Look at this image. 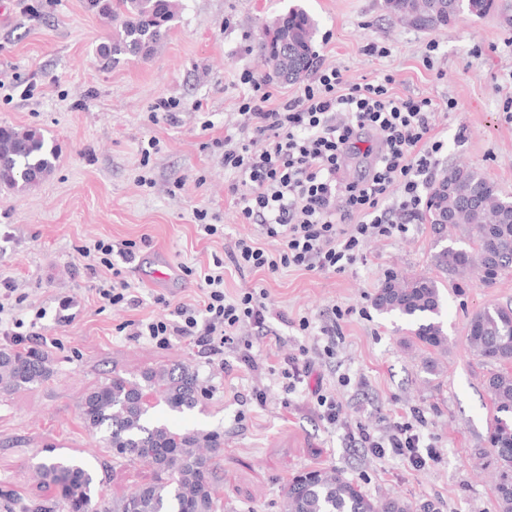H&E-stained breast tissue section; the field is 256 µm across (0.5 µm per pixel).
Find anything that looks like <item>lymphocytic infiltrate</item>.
Wrapping results in <instances>:
<instances>
[{
	"label": "lymphocytic infiltrate",
	"instance_id": "1",
	"mask_svg": "<svg viewBox=\"0 0 512 512\" xmlns=\"http://www.w3.org/2000/svg\"><path fill=\"white\" fill-rule=\"evenodd\" d=\"M240 81L250 91L239 101L240 124L224 135V168L233 176L228 190L245 223L258 225L277 247L269 251L253 238L236 239L229 254L238 267L271 274L283 268L340 272L362 260L366 240L405 234L421 220L444 150L432 124L434 100L397 95L392 75L354 82L336 67L317 70L294 97L280 102L252 72H242ZM367 130L380 140L371 168L363 179L342 181L344 156L359 149ZM80 253L110 272L93 288L99 302L139 305L117 266L134 259V243L99 239ZM214 265L203 278L197 304L178 306L169 319L137 323L134 337L160 346L182 339L212 355L232 347L241 362H248L250 345L238 334L241 326L249 323L265 338L274 336L266 324L271 315L267 293L256 286L228 297L223 262ZM12 296V288L0 292V344H47L38 332L46 310L24 319ZM424 423L414 409L383 436L357 427L351 442L376 457L395 456L421 470L439 460L421 432Z\"/></svg>",
	"mask_w": 512,
	"mask_h": 512
}]
</instances>
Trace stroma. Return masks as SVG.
Listing matches in <instances>:
<instances>
[{"label": "stroma", "instance_id": "obj_1", "mask_svg": "<svg viewBox=\"0 0 512 512\" xmlns=\"http://www.w3.org/2000/svg\"><path fill=\"white\" fill-rule=\"evenodd\" d=\"M292 7L316 22L315 66L340 68L354 81L389 74L398 95L439 102L433 124L445 142L441 169L479 168L512 198V116L503 108L512 95V0H498L486 18L435 31L396 22L383 0H180L178 19L153 56L116 64L97 56L110 28L84 0H0V125L41 129L58 146L46 180L28 191L0 190V280L23 297L24 312L46 309L41 332L55 341L46 351V381L0 395V492L10 499L56 496L31 468L47 449L87 459L109 499L150 482V466L113 462L85 428L81 404L112 374L137 378L183 363L207 391L202 409L177 415L161 407L157 414L178 428L223 433L216 493L224 512H281L289 480L313 467L338 468L372 498L397 496L416 512H496L488 444L493 368L468 350L465 336L474 313L512 305V271L490 287L477 274L449 273L437 262L442 244L426 223L367 240L363 261L342 272L271 275L226 259L236 238L258 236L228 193L232 176L216 142L240 121V73L269 74L258 51L264 23ZM370 43L385 55L368 54ZM162 99L176 104L171 118L152 116ZM446 101L456 109H443ZM151 139L160 149L143 156ZM198 209L208 223L223 225V235L200 233ZM99 239L135 243L134 260L121 269L138 290L139 307H112L93 296L95 280L79 249ZM217 258L226 295L265 288L277 342L243 325L240 334L252 344L246 365L231 348L213 357L181 340L160 347L128 336L127 324L196 304L197 274ZM391 270L438 282L447 351L432 354L407 323L374 311L371 300ZM159 295L165 304L156 303ZM64 298L72 301L67 321L56 315ZM336 307L345 315L328 354L319 328ZM304 316L306 332L298 328ZM303 347L313 380L335 393L347 429L326 427L307 388L283 390L278 370ZM432 360L434 373L427 369ZM256 392L263 403L253 400ZM413 408L424 413L423 433L439 463L416 471L351 447L348 428L381 434Z\"/></svg>", "mask_w": 512, "mask_h": 512}]
</instances>
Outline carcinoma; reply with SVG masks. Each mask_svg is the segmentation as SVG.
I'll use <instances>...</instances> for the list:
<instances>
[{
	"mask_svg": "<svg viewBox=\"0 0 512 512\" xmlns=\"http://www.w3.org/2000/svg\"><path fill=\"white\" fill-rule=\"evenodd\" d=\"M467 0H394L390 9L399 20L436 30L454 23ZM85 8L115 24L107 41L97 47L105 61L130 56L147 59L165 39L179 14L178 0H85ZM272 26L281 37L275 46L261 42L259 50L270 75L296 82L311 68L315 23L303 9L277 16ZM58 148L37 128L0 126V189H30L54 170ZM448 195L427 202L424 220L433 230L453 237L462 233L466 248L448 246L438 254L440 265L456 274L479 272L482 283L493 284L512 269V201L480 169L453 166L442 174ZM443 296L437 282L424 276L390 272L376 292L372 307L397 315L413 326L425 348H447L439 321ZM466 343L481 359L495 365L488 391L500 416L488 436L498 472L497 512H512V307L494 305L468 321ZM49 359L36 348L0 350V393L8 394L46 381ZM206 395L198 374L189 366L158 367L141 379L114 375L84 398L85 427L118 463L146 462L154 481L127 496L105 502L100 480L84 462L44 455L36 463L42 483L55 487L59 498L34 501L24 512H218L215 483L221 471L224 434L218 431L175 430L155 422L152 410L165 404L183 414L203 405ZM282 512H413L406 500L375 501L336 468H311L297 473L284 489Z\"/></svg>",
	"mask_w": 512,
	"mask_h": 512,
	"instance_id": "cac0c4a2",
	"label": "carcinoma"
}]
</instances>
